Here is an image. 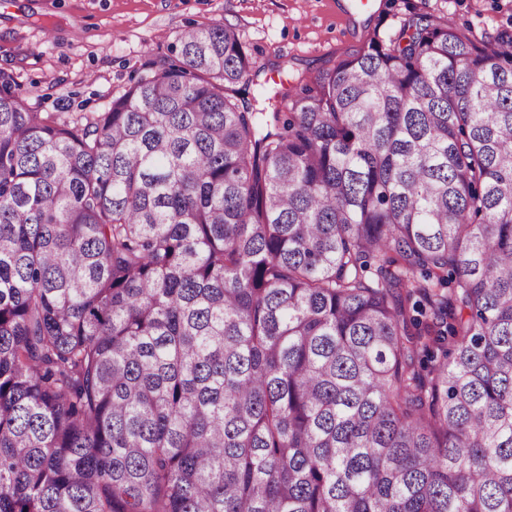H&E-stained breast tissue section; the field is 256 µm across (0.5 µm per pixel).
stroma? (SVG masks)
<instances>
[{
	"instance_id": "obj_1",
	"label": "stroma",
	"mask_w": 512,
	"mask_h": 512,
	"mask_svg": "<svg viewBox=\"0 0 512 512\" xmlns=\"http://www.w3.org/2000/svg\"><path fill=\"white\" fill-rule=\"evenodd\" d=\"M0 0V71L40 112L105 111L187 30L236 27L254 65V108L294 78L355 55L412 11L488 40L512 31V0Z\"/></svg>"
}]
</instances>
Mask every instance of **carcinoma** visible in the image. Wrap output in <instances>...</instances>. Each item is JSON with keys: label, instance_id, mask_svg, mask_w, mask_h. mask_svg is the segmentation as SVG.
<instances>
[{"label": "carcinoma", "instance_id": "cac0c4a2", "mask_svg": "<svg viewBox=\"0 0 512 512\" xmlns=\"http://www.w3.org/2000/svg\"><path fill=\"white\" fill-rule=\"evenodd\" d=\"M174 53L71 117L0 72V512H512V36L267 110L236 28Z\"/></svg>", "mask_w": 512, "mask_h": 512}]
</instances>
